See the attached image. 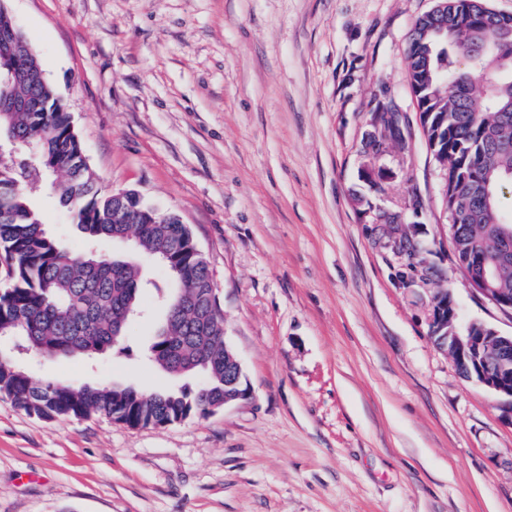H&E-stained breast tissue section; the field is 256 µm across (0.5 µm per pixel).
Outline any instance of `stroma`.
<instances>
[{
	"label": "stroma",
	"mask_w": 512,
	"mask_h": 512,
	"mask_svg": "<svg viewBox=\"0 0 512 512\" xmlns=\"http://www.w3.org/2000/svg\"><path fill=\"white\" fill-rule=\"evenodd\" d=\"M71 112L100 185L188 225L249 394L163 428L42 420L0 397V512H512V402L462 377L429 336L448 292L457 327L512 335L468 283L443 180L405 70L434 0H0ZM403 141L369 153L372 107ZM390 171L382 192L364 164ZM45 224L83 240L55 197ZM397 214L380 224L374 208ZM31 358L74 383L179 387L142 354Z\"/></svg>",
	"instance_id": "stroma-1"
}]
</instances>
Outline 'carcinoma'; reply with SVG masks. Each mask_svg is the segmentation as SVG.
Instances as JSON below:
<instances>
[{"instance_id":"1","label":"carcinoma","mask_w":512,"mask_h":512,"mask_svg":"<svg viewBox=\"0 0 512 512\" xmlns=\"http://www.w3.org/2000/svg\"><path fill=\"white\" fill-rule=\"evenodd\" d=\"M12 17L0 9V61L15 55ZM406 69L419 93L428 149L441 165L443 204L458 220L449 237L460 263L487 252L512 225L501 206L512 187V16L487 0H448V16L418 17ZM13 97L39 98L40 112H11ZM0 257L8 285L0 291V335L43 358L95 357L112 351L141 306L142 260L161 265L173 287L166 297V336L148 347L150 361L173 377L201 373L205 382L178 390L141 391L36 377L0 349V396L41 419L105 416L130 426L173 424L224 404V313L206 295L210 274L184 224H161L143 202L112 198L97 183L73 117L35 53L11 79L0 77ZM50 191L84 236L65 247L33 203ZM135 236V254L115 256L105 241ZM493 287L512 295V261Z\"/></svg>"}]
</instances>
